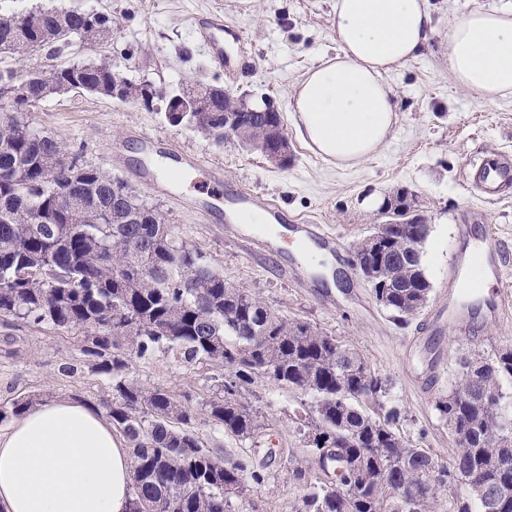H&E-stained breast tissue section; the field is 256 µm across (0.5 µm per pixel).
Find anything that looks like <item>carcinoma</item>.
Masks as SVG:
<instances>
[{
	"label": "carcinoma",
	"mask_w": 512,
	"mask_h": 512,
	"mask_svg": "<svg viewBox=\"0 0 512 512\" xmlns=\"http://www.w3.org/2000/svg\"><path fill=\"white\" fill-rule=\"evenodd\" d=\"M110 28L112 16L45 9L38 24L23 15L0 20V55L23 58L84 41L87 26ZM116 71L106 62H78L38 71L0 69V320L50 326L80 337L91 372L112 382L102 399L132 454L127 512H232L265 482L247 458L225 460L205 446L189 397L179 400L130 375L134 358L160 353L217 371L202 402L209 421L240 439L265 429L245 392L260 379L312 396L316 421L303 431L307 456L289 457L306 493L292 512H435L439 491L459 475L469 495L453 512H512V416L503 386L512 383V345L462 362L461 377L436 401L459 452L451 466L399 433L402 412L386 407L387 380L355 349L307 322L290 320L244 288H229L201 253L176 236L166 215L147 205L124 180L83 164L29 122L31 109L77 87L112 97ZM224 127L223 88L197 84ZM239 139L259 148L273 112H241ZM379 252L370 240L354 256L389 271L373 294L403 321L426 304L430 283L421 249L427 224H405L388 208ZM39 402L26 396L0 404V423Z\"/></svg>",
	"instance_id": "cac0c4a2"
}]
</instances>
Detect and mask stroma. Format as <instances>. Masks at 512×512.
I'll use <instances>...</instances> for the list:
<instances>
[{"mask_svg":"<svg viewBox=\"0 0 512 512\" xmlns=\"http://www.w3.org/2000/svg\"><path fill=\"white\" fill-rule=\"evenodd\" d=\"M59 4L111 14V42L22 60L0 56V69L46 70L65 61L103 59L135 82L175 88L200 79L279 106L292 150L285 168L240 147L234 138L219 144L190 127L171 125L163 112L79 90L42 102L31 120L83 162L124 179L142 200L163 211L173 233L202 252L227 286L247 289L288 318L358 349L387 379L384 403L402 410L401 434L430 449L439 462L450 463L458 447L435 410L436 401L459 380L461 358L487 357L512 345V315L500 320L487 312L470 315L466 340L448 326V272L467 273L464 249L485 229H492L507 261L504 284L512 290V191L488 196L463 179L469 163L512 158V98L490 106L463 92L448 70L441 41L456 15L479 6H511L512 0H428L435 28L430 44L389 77L398 107L394 132L351 169L336 168L313 152L299 138L288 108L318 52L335 46L334 0H0V12L21 14ZM216 8L224 12L226 32L241 30L246 36L245 47L224 46L240 58L233 79L192 35L193 17ZM187 155L203 158L221 173L224 206L246 191L279 203L289 218L321 225L336 236L333 261L343 285L324 286L323 273L295 262L292 239H282L278 253L259 257L240 240L250 226L202 218L200 210L209 201L207 176L184 168ZM404 189L430 225L422 248L430 293L422 310L402 326L357 272L353 248L382 224L388 198ZM131 374L146 387L191 395L197 408L209 393L207 370L162 355L133 360ZM109 391V380L85 366L75 336L0 324V403L40 394L48 401L69 398L97 408ZM248 399L266 423L255 440L239 441L204 421L197 430L222 458L246 457L266 472V482L250 491L252 512H291L305 493L288 459L305 455L297 415L308 397L261 380Z\"/></svg>","mask_w":512,"mask_h":512,"instance_id":"35a3bbf8","label":"stroma"}]
</instances>
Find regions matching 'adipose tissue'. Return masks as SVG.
I'll use <instances>...</instances> for the list:
<instances>
[{
  "mask_svg": "<svg viewBox=\"0 0 512 512\" xmlns=\"http://www.w3.org/2000/svg\"><path fill=\"white\" fill-rule=\"evenodd\" d=\"M333 31L335 53L306 71L289 108L303 141L351 168L391 137L397 103L386 76L421 55L435 29L428 0H335ZM442 49L472 98L512 96V6L454 17ZM131 483L126 437L84 403L48 401L0 431V512H126Z\"/></svg>",
  "mask_w": 512,
  "mask_h": 512,
  "instance_id": "1",
  "label": "adipose tissue"
}]
</instances>
